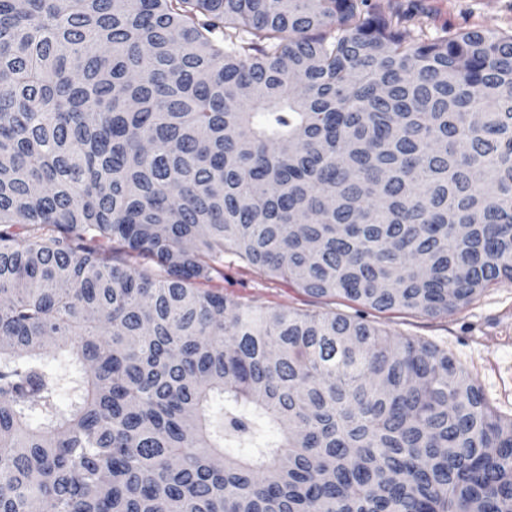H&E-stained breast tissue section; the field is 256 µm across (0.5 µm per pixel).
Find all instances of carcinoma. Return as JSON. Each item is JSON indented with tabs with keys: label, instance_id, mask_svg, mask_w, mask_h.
I'll return each instance as SVG.
<instances>
[{
	"label": "carcinoma",
	"instance_id": "1",
	"mask_svg": "<svg viewBox=\"0 0 512 512\" xmlns=\"http://www.w3.org/2000/svg\"><path fill=\"white\" fill-rule=\"evenodd\" d=\"M227 251L379 312L512 281V33L0 0V512H512L448 353L200 287Z\"/></svg>",
	"mask_w": 512,
	"mask_h": 512
}]
</instances>
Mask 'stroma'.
<instances>
[{
  "label": "stroma",
  "mask_w": 512,
  "mask_h": 512,
  "mask_svg": "<svg viewBox=\"0 0 512 512\" xmlns=\"http://www.w3.org/2000/svg\"><path fill=\"white\" fill-rule=\"evenodd\" d=\"M385 13L410 17L414 36L432 40L461 28L512 32V0H371ZM232 299L300 312L355 315L344 298L317 299L281 279L258 275L232 254L205 282ZM367 319L394 336H407L448 352L476 380L490 406L512 415V282L486 288L463 309L439 316L366 310Z\"/></svg>",
  "instance_id": "1"
}]
</instances>
